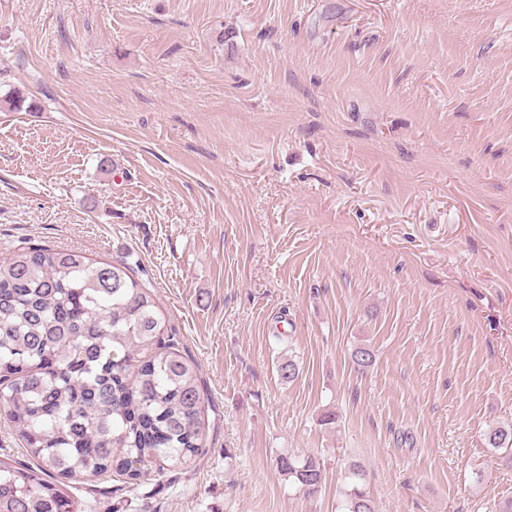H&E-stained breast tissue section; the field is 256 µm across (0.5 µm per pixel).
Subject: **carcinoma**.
<instances>
[{"label": "carcinoma", "mask_w": 512, "mask_h": 512, "mask_svg": "<svg viewBox=\"0 0 512 512\" xmlns=\"http://www.w3.org/2000/svg\"><path fill=\"white\" fill-rule=\"evenodd\" d=\"M161 324L123 262L35 245L0 261V414L34 459L0 460V512H78L56 476L114 471L134 485L149 459L176 468L204 453L197 375ZM486 441L512 463V425ZM277 468L305 498L325 479L314 455ZM347 479L343 512H375L361 466Z\"/></svg>", "instance_id": "cac0c4a2"}]
</instances>
